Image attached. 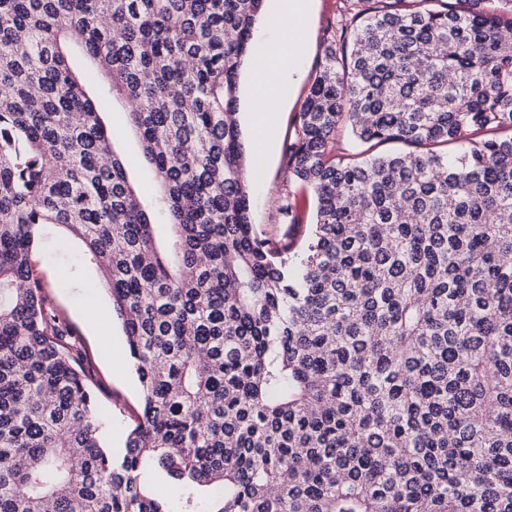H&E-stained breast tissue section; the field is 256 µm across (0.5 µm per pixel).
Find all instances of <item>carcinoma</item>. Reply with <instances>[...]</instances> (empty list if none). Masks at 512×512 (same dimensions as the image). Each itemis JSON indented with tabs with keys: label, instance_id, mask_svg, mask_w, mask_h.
I'll return each instance as SVG.
<instances>
[{
	"label": "carcinoma",
	"instance_id": "carcinoma-1",
	"mask_svg": "<svg viewBox=\"0 0 512 512\" xmlns=\"http://www.w3.org/2000/svg\"><path fill=\"white\" fill-rule=\"evenodd\" d=\"M263 2L0 0V512H512V0H344L284 148L298 254L251 223L232 120ZM40 224L107 273L140 384L116 455ZM129 104L114 99L112 108L102 114L103 123L112 133V148L122 157L128 178L146 205H151L157 194V184L144 165L139 136L128 120Z\"/></svg>",
	"mask_w": 512,
	"mask_h": 512
}]
</instances>
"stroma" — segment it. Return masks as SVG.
I'll return each mask as SVG.
<instances>
[{
    "label": "stroma",
    "instance_id": "1",
    "mask_svg": "<svg viewBox=\"0 0 512 512\" xmlns=\"http://www.w3.org/2000/svg\"><path fill=\"white\" fill-rule=\"evenodd\" d=\"M343 12V0H313L309 38L299 49L304 77L282 86L279 100L272 104L277 120L267 132L271 150L258 164L260 179L253 188L251 205V222L265 237H301L314 221L313 194L308 186L290 177L284 161V140L324 55L331 29ZM128 110L126 101L114 99L102 119L130 182L148 205L156 197L157 184L143 162L139 136L129 123ZM286 203L293 207L288 218L281 211ZM36 238L33 259L49 285L51 304L70 325L76 345L89 353L92 390L101 410L105 443L112 450L122 449L139 408V384L132 367L121 368L115 362L116 355L126 347L121 323L98 278L97 267L85 258L82 242L57 224L40 225ZM93 314L99 316V324L90 323Z\"/></svg>",
    "mask_w": 512,
    "mask_h": 512
}]
</instances>
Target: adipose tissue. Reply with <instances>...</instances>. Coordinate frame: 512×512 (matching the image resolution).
I'll return each instance as SVG.
<instances>
[{
	"label": "adipose tissue",
	"mask_w": 512,
	"mask_h": 512,
	"mask_svg": "<svg viewBox=\"0 0 512 512\" xmlns=\"http://www.w3.org/2000/svg\"><path fill=\"white\" fill-rule=\"evenodd\" d=\"M288 26H281L278 13H271L268 26L275 37L271 48L263 49L254 61L252 84L251 123L255 130H262L275 119L269 103L275 98L280 85L289 81L298 82L302 71L297 63H285L284 47H295L303 43L309 33V0H287Z\"/></svg>",
	"instance_id": "obj_1"
}]
</instances>
